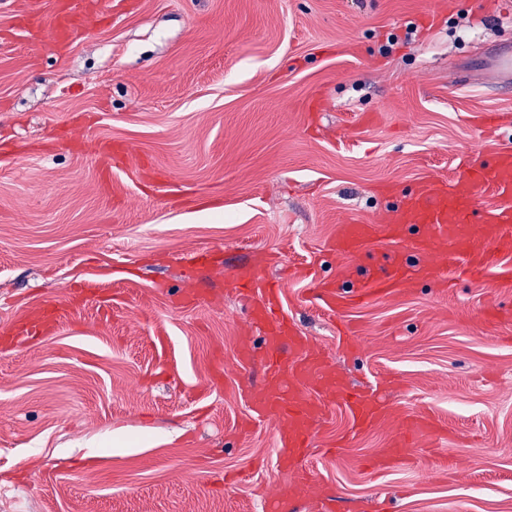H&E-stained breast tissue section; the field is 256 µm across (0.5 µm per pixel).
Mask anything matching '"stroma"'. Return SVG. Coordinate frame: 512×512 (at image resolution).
<instances>
[{
  "label": "stroma",
  "instance_id": "1",
  "mask_svg": "<svg viewBox=\"0 0 512 512\" xmlns=\"http://www.w3.org/2000/svg\"><path fill=\"white\" fill-rule=\"evenodd\" d=\"M0 0V512H269L288 491L272 426H240L262 359L234 273L389 421L327 400L286 512H512V256L479 280L346 308L317 280L372 271L329 244L480 156L512 150V91L485 88L512 0H101L68 49H34ZM126 146L103 176L97 145ZM53 330L4 343L30 313ZM429 408L440 450L373 474L396 418Z\"/></svg>",
  "mask_w": 512,
  "mask_h": 512
}]
</instances>
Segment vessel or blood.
Here are the masks:
<instances>
[{
    "instance_id": "obj_1",
    "label": "vessel or blood",
    "mask_w": 512,
    "mask_h": 512,
    "mask_svg": "<svg viewBox=\"0 0 512 512\" xmlns=\"http://www.w3.org/2000/svg\"><path fill=\"white\" fill-rule=\"evenodd\" d=\"M90 13L79 0H55L44 16V41L63 50L71 38L89 26ZM481 72L489 87L512 83V45H499L485 58ZM490 163L469 168L457 178L424 185L418 193L398 201L393 217L381 224L356 222L339 225L330 243L332 251L351 256L365 249L375 239L407 240L406 252L386 255L384 278H367L353 283L350 290L323 289L321 299L331 313L343 311L355 302L388 298L400 292L414 278H435L432 256L451 260L465 258L473 276H481L497 255L512 253V207L486 211L481 224H473L476 190L480 185L495 186L502 194L512 195V152L486 141ZM248 304L247 322L263 335V352L279 356L291 349L292 357L279 361L262 391L249 394L254 418L272 422L277 431L280 454L278 463L288 468L311 446L312 425L324 414L326 400L344 399L357 428H368L388 417L386 409L371 398L348 391L339 374L326 364L310 340L282 318L280 290L267 288L261 304ZM398 435L377 461L378 469L405 464L407 437L426 442L438 431L429 416L407 415L399 419Z\"/></svg>"
}]
</instances>
